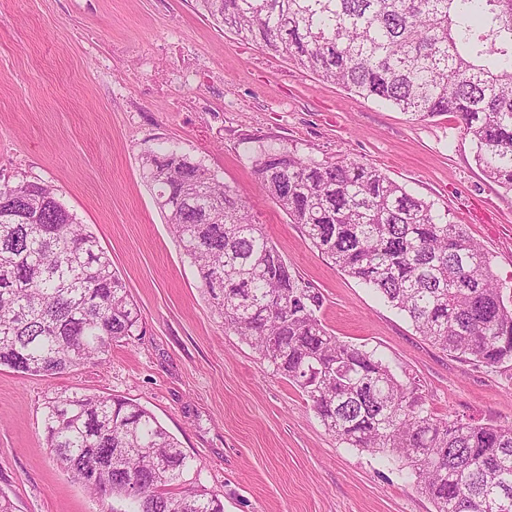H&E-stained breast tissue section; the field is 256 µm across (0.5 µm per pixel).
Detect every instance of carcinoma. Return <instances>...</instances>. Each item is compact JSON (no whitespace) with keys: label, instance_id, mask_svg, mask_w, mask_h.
<instances>
[{"label":"carcinoma","instance_id":"cac0c4a2","mask_svg":"<svg viewBox=\"0 0 512 512\" xmlns=\"http://www.w3.org/2000/svg\"><path fill=\"white\" fill-rule=\"evenodd\" d=\"M214 22L415 120L454 113L484 175L512 192V0H196ZM142 178L224 328L296 386L351 448L403 462L436 512H512V425L439 416L373 350L331 335L246 197L175 144ZM261 192L312 247L440 350L512 363V299L482 247L375 166L288 151L254 159ZM140 316L94 233L48 183L0 184V366L51 377L103 364ZM57 463L103 512H224L197 463L140 404L60 393L43 406Z\"/></svg>","mask_w":512,"mask_h":512}]
</instances>
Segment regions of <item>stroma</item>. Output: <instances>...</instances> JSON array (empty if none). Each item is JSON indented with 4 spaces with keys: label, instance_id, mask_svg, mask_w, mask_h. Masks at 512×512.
Wrapping results in <instances>:
<instances>
[{
    "label": "stroma",
    "instance_id": "stroma-1",
    "mask_svg": "<svg viewBox=\"0 0 512 512\" xmlns=\"http://www.w3.org/2000/svg\"><path fill=\"white\" fill-rule=\"evenodd\" d=\"M175 143L252 205L322 296L339 340L414 378L432 410L512 424V369L465 362L312 247L262 195L259 149L378 167L462 224L512 290V193L474 160L455 114L425 122L347 92L202 15L195 0H0V183L43 181L88 224L140 311L103 365L52 377L0 367V492L14 512H101L46 445L54 392L151 410L201 464L224 512H435L399 462L341 443L299 390L227 332L140 155Z\"/></svg>",
    "mask_w": 512,
    "mask_h": 512
}]
</instances>
